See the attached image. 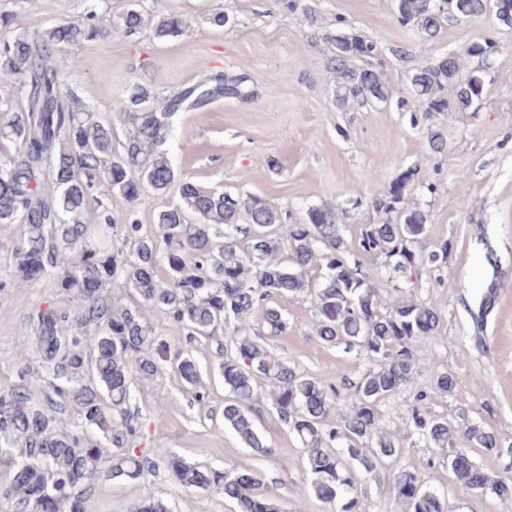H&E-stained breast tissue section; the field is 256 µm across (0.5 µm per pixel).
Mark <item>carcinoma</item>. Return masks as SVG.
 <instances>
[{"mask_svg":"<svg viewBox=\"0 0 512 512\" xmlns=\"http://www.w3.org/2000/svg\"><path fill=\"white\" fill-rule=\"evenodd\" d=\"M450 1L458 18L487 11V0H396L397 19L434 37L448 22ZM122 23L124 32L133 34L144 16L130 9ZM184 27L177 16H160L153 25L161 39L182 35ZM109 32L92 8L84 20L52 26L37 21L34 31L0 42V81L19 79L29 86L26 109L0 122V143L15 145L0 161V224L24 227L8 276L25 282L49 276L69 302H48L30 315L42 397L33 396L24 374L0 393V464L9 469L0 501L8 512H47L51 495L59 504L56 512H85L91 480L136 481L156 473L158 462L136 447L139 417L129 409L134 379L154 377L163 362L189 386L199 387L201 376L189 350L160 352L154 326L140 310L120 303L115 290L131 288L189 344L224 332L217 340L227 392L224 425L254 452H268L255 419L265 411L258 390L270 387L271 407L303 445L309 489L318 499L337 512H363L358 477L388 463L394 468L395 494L408 512H447L418 473L400 466L401 448L381 429L376 411L420 373L416 347L437 331V310L399 296L382 304L374 270L345 257L336 208L312 206L297 222L261 198L206 191L172 164L164 145L179 114L203 111L221 99H252L247 73L216 72L156 104L145 87L132 85L119 112L125 138L114 146L112 116L79 108L74 92L60 80L74 67L64 55L67 47ZM329 41L336 106L388 103L392 90L380 68L381 46L347 32ZM355 58L369 60L370 66H350ZM484 85L480 71L465 72L456 57H443L415 70L399 107L425 115L445 112L448 99L440 92L451 86L457 108L465 110L481 99ZM427 147L432 155L444 153V133L428 132ZM413 178V170L403 171L384 196L374 199L387 219L366 225L359 241L364 252L392 271L396 291L402 290L400 282L419 280L448 263V243L425 251L428 215L407 198ZM169 195L175 202L156 213L160 238L142 234L137 211L153 209ZM114 196L134 205L123 223L106 206L95 223L85 221L90 200ZM239 234L248 239L243 248ZM314 268L321 272L318 283L310 276ZM305 292L314 297L317 335L331 345L359 346L379 362L378 369L327 385L269 351L258 342L260 333H247L244 321L259 311L263 333L283 334L287 322L272 300ZM496 298L492 283L481 299L479 320ZM459 386L453 373L433 372L434 391L452 394ZM427 398L426 390H417L402 421L421 431L428 447L446 454L460 434L472 448L500 451L496 435L481 424L460 431L429 415ZM346 403L349 411L332 421ZM70 408L82 426L63 431L61 415ZM459 453L448 457V473L457 484L470 493L512 499L511 479L477 466L464 449ZM164 467L187 489L224 491L239 512H283L278 498L250 472L203 467L176 453L167 454ZM417 485L419 494L413 496ZM130 512L173 510L153 496Z\"/></svg>","mask_w":512,"mask_h":512,"instance_id":"1","label":"carcinoma"}]
</instances>
